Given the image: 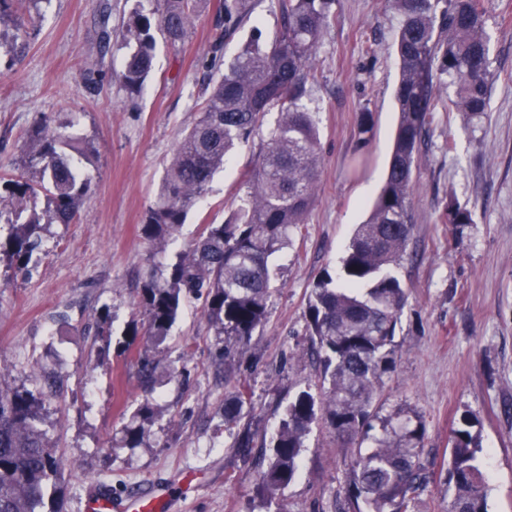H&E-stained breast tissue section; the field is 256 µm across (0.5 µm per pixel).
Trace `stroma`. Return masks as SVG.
<instances>
[{
	"instance_id": "35a3bbf8",
	"label": "stroma",
	"mask_w": 512,
	"mask_h": 512,
	"mask_svg": "<svg viewBox=\"0 0 512 512\" xmlns=\"http://www.w3.org/2000/svg\"><path fill=\"white\" fill-rule=\"evenodd\" d=\"M218 5L211 0L179 48L155 34L153 73L133 95L118 78L127 53L118 32L135 13H150L153 0H37L0 27V177L17 174L20 148L46 116L73 124L91 148L83 170L92 189L75 222L47 228L29 275L0 260V385L47 393V440L65 462L63 512H83L102 485L120 497L148 484L191 482L194 492L167 512H336L344 497L348 459L325 423L312 427L299 476L267 504L256 496V460L288 398L317 380L306 336L308 292L324 270L338 267L392 150L400 17L389 0H333L330 7L305 99L321 132L315 203L293 247L272 259L268 319L236 364L252 394L255 447H232L224 433L229 387L201 301H186L155 350L160 378L153 392H144L138 376L145 336L130 350L121 347L128 327L145 321L146 275L164 273L203 225L224 222L255 159L254 146L239 149L165 248L142 237L165 164L198 118ZM482 5L494 74L488 109L466 120L448 109L453 87L436 91V118L414 171L415 228L400 268L408 301L396 365L376 402L380 416L417 415L426 425L432 477L413 512H447L448 440L465 413L479 422L488 512H512V0ZM279 29L278 0H255L249 21L225 43L224 61ZM364 110L374 125L368 161L355 171ZM452 198L471 210V224L449 223ZM104 305L112 316L105 356L87 332ZM147 400L157 409L150 437L138 448L119 447L123 427Z\"/></svg>"
}]
</instances>
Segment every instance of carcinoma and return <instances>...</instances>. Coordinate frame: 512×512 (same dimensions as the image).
<instances>
[{
    "mask_svg": "<svg viewBox=\"0 0 512 512\" xmlns=\"http://www.w3.org/2000/svg\"><path fill=\"white\" fill-rule=\"evenodd\" d=\"M281 29L269 43L252 42L218 73L198 107L199 118L176 144L157 195L146 210L142 236L162 244L185 223L207 193L214 174L241 145L260 139L252 168L242 173L245 192L229 220L205 224L198 240L166 266L151 272L141 288L145 335L162 344L190 297L204 298V315L214 335L224 337L225 372L235 350L247 344L268 316L272 290L270 259L292 243L307 223L320 174V141L315 113L303 100L315 79L314 60L331 25L330 0H278ZM402 16L396 53L399 80L394 93L398 123L383 185L368 219L358 225L336 274L323 272L307 298L305 318L310 350L320 364L318 383L288 399L283 417L263 453L256 492L272 500L300 471L311 426L325 421L341 446L350 449L346 475L348 512H411L429 483L423 461L425 426L420 419L395 423L375 409L385 376L397 357L396 330L407 302L396 274L411 240L413 170L435 121L434 98L442 77L455 88L456 111L473 118L486 112L493 74L481 0H392ZM208 0H155L150 14L136 13L122 29L128 48L121 79L132 94L154 69L152 28L174 48L182 45ZM254 0H224L222 28L205 68H217L224 42L252 12ZM278 112L264 128L268 113ZM371 113H361L358 150L370 142ZM87 146L46 117L21 148V173L0 178V224L7 235L0 254L27 272L41 259L42 218L36 211L44 193L48 223L75 221L91 182L76 159ZM448 223H472L471 211L448 203ZM111 319L102 310L95 336L110 346ZM145 388L158 381L159 364L139 354ZM43 400L27 389L0 385V512H44L56 489L63 459L50 448ZM252 409L249 387L238 381L224 399V432L232 447L251 448L239 430ZM154 407L146 401L124 429L123 445L138 448L150 436ZM474 419L465 414L450 435L445 484L448 512H486L487 486Z\"/></svg>",
    "mask_w": 512,
    "mask_h": 512,
    "instance_id": "1",
    "label": "carcinoma"
}]
</instances>
